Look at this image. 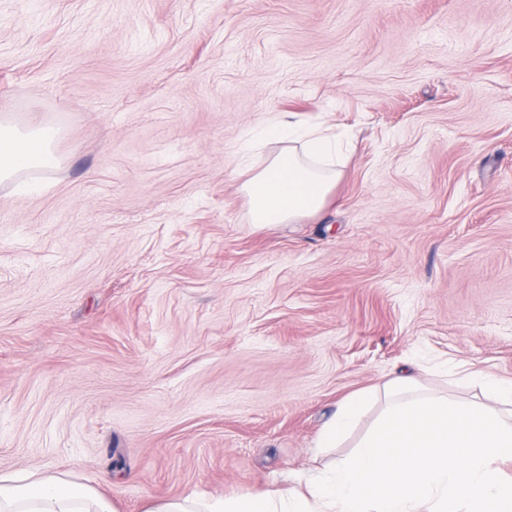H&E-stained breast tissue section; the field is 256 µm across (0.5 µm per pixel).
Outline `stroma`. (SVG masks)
<instances>
[{
	"mask_svg": "<svg viewBox=\"0 0 512 512\" xmlns=\"http://www.w3.org/2000/svg\"><path fill=\"white\" fill-rule=\"evenodd\" d=\"M60 130L0 188V472L156 498L303 487L415 359L512 380V0H0V111ZM277 112L350 136L330 201L250 223ZM375 398H377V395L371 391L359 392L349 397L324 427L318 447L336 448L354 427L367 404Z\"/></svg>",
	"mask_w": 512,
	"mask_h": 512,
	"instance_id": "1",
	"label": "stroma"
}]
</instances>
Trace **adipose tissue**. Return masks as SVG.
<instances>
[{
	"mask_svg": "<svg viewBox=\"0 0 512 512\" xmlns=\"http://www.w3.org/2000/svg\"><path fill=\"white\" fill-rule=\"evenodd\" d=\"M56 132L22 129L0 119V184L18 173H50ZM279 151L262 168L253 158ZM343 141L301 127L280 112L248 135L239 164L254 168L242 183L251 223L294 224L318 216L341 176ZM484 396L463 402L423 392L402 372L384 391V406L348 457L332 462L304 489L275 488L235 497L153 500L147 512H512V381L484 369L468 373ZM375 397H349L324 427L319 445L333 448ZM0 512H119L89 483L65 474L0 473Z\"/></svg>",
	"mask_w": 512,
	"mask_h": 512,
	"instance_id": "ef3b65f1",
	"label": "adipose tissue"
}]
</instances>
